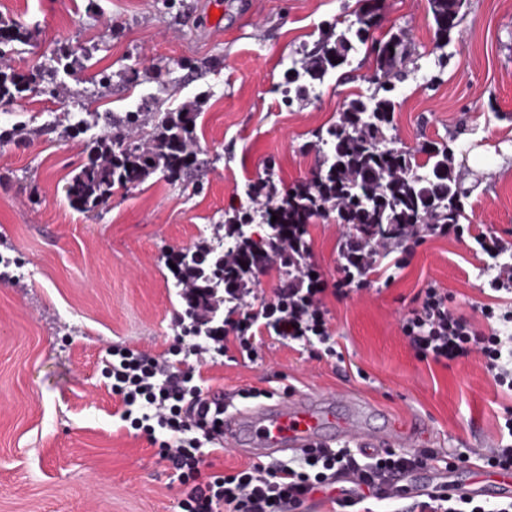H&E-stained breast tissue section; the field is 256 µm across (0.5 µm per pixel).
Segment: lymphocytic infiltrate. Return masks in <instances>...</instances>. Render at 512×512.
<instances>
[{"mask_svg": "<svg viewBox=\"0 0 512 512\" xmlns=\"http://www.w3.org/2000/svg\"><path fill=\"white\" fill-rule=\"evenodd\" d=\"M380 248L377 242L364 243L361 253L344 264V275L336 282H327L305 266L288 293L278 294L261 309L244 311L239 303H232L224 318L223 335L212 339L213 352L223 357L234 350L257 360L260 351L255 336L261 333L287 345L320 344L326 355H335L323 297L328 293L347 295L358 278V268L371 265ZM448 302L444 289H425L420 307L401 325L410 345L420 356L437 363L479 354L496 385L512 391V335H479ZM112 355L107 376L113 394L124 406L121 418L146 436L159 458L178 472L185 488L181 512H298L319 492L352 507L367 498L394 493L393 475H413L430 468L436 459L427 448L370 453L344 445L305 449L292 463L274 459L232 473L207 472L202 449L223 438V403L208 401L195 384L192 370L179 369L175 362L137 349H116ZM343 476L348 478V486H340ZM419 508L420 512H512V500L490 503L471 494L431 492Z\"/></svg>", "mask_w": 512, "mask_h": 512, "instance_id": "lymphocytic-infiltrate-1", "label": "lymphocytic infiltrate"}]
</instances>
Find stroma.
Returning a JSON list of instances; mask_svg holds the SVG:
<instances>
[{"instance_id": "1", "label": "stroma", "mask_w": 512, "mask_h": 512, "mask_svg": "<svg viewBox=\"0 0 512 512\" xmlns=\"http://www.w3.org/2000/svg\"><path fill=\"white\" fill-rule=\"evenodd\" d=\"M0 0V25L24 37L0 54V73H35L41 94L0 106V512H180L184 487L156 447L121 420L102 375L115 347L168 357L193 344L169 252L213 242L226 211L264 177L292 188L318 156L315 134L346 103L371 95L375 66L355 44L348 62L301 100L286 101L288 69L353 23L359 0ZM375 38L402 30L408 76L396 85L385 135L411 151L438 142L469 188L463 237L419 231L348 295H325L341 358L270 337L261 361L224 358L188 367L205 394L243 407L240 391L359 394L385 410L413 447L463 455L469 484L499 438L512 395L479 356L419 357L400 322L428 285L489 333V258L474 237L512 242V0H469L463 24L436 47L427 0H373ZM221 11V25L211 15ZM197 111V164L171 183L154 173L95 213L73 209L66 183L109 112ZM354 233L335 211L313 218L305 264L342 276Z\"/></svg>"}]
</instances>
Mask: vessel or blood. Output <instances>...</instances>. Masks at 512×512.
<instances>
[{
  "label": "vessel or blood",
  "mask_w": 512,
  "mask_h": 512,
  "mask_svg": "<svg viewBox=\"0 0 512 512\" xmlns=\"http://www.w3.org/2000/svg\"><path fill=\"white\" fill-rule=\"evenodd\" d=\"M371 413L366 402L348 394H296L226 416L224 442L255 459L327 446L339 439L355 440L370 449L392 446V429L377 433L366 428ZM479 494L489 501L512 495V473L484 475Z\"/></svg>",
  "instance_id": "obj_1"
}]
</instances>
